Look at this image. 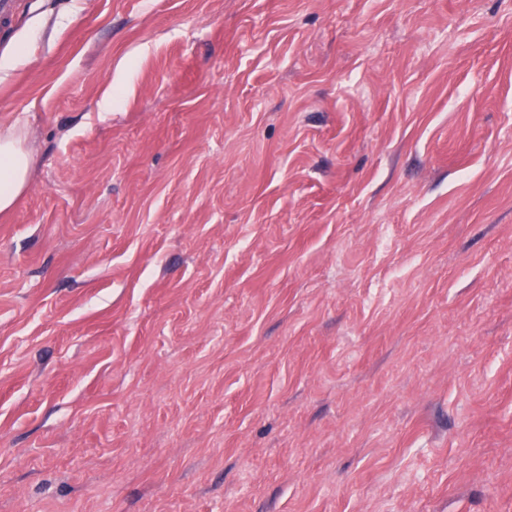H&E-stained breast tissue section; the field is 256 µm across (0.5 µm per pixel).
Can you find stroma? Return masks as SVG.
Returning <instances> with one entry per match:
<instances>
[{"mask_svg":"<svg viewBox=\"0 0 512 512\" xmlns=\"http://www.w3.org/2000/svg\"><path fill=\"white\" fill-rule=\"evenodd\" d=\"M22 44L0 512H512V0H30Z\"/></svg>","mask_w":512,"mask_h":512,"instance_id":"35a3bbf8","label":"stroma"}]
</instances>
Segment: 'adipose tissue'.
Segmentation results:
<instances>
[{
    "mask_svg": "<svg viewBox=\"0 0 512 512\" xmlns=\"http://www.w3.org/2000/svg\"><path fill=\"white\" fill-rule=\"evenodd\" d=\"M32 156L16 127L0 129V212L9 210L29 181Z\"/></svg>",
    "mask_w": 512,
    "mask_h": 512,
    "instance_id": "adipose-tissue-1",
    "label": "adipose tissue"
}]
</instances>
